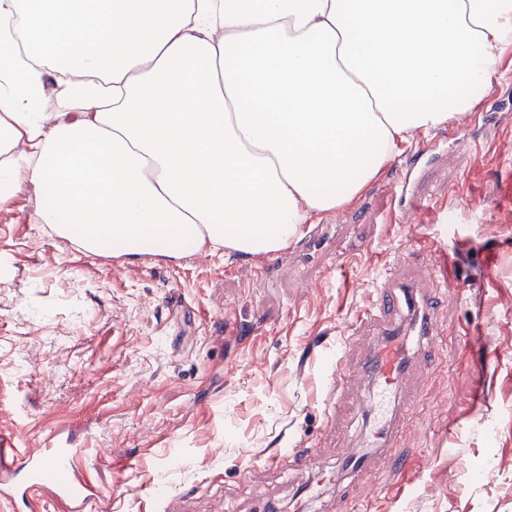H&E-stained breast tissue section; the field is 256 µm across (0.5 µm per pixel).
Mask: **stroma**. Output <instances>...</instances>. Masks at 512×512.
<instances>
[{
	"label": "stroma",
	"mask_w": 512,
	"mask_h": 512,
	"mask_svg": "<svg viewBox=\"0 0 512 512\" xmlns=\"http://www.w3.org/2000/svg\"><path fill=\"white\" fill-rule=\"evenodd\" d=\"M471 127L431 137L425 193H465L453 224H378L396 164L349 206L262 260L205 250L134 265L91 255L40 224L30 188L0 211V433L17 447L68 436L89 451L103 512H512V72ZM450 265L439 311L447 345L428 366L404 434L416 462L364 449L370 415L328 428L331 352L371 301L385 261ZM492 262H485V251ZM306 287H296L297 277ZM293 449L295 465L262 467Z\"/></svg>",
	"instance_id": "35a3bbf8"
}]
</instances>
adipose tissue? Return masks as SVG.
Instances as JSON below:
<instances>
[{"instance_id": "ef3b65f1", "label": "adipose tissue", "mask_w": 512, "mask_h": 512, "mask_svg": "<svg viewBox=\"0 0 512 512\" xmlns=\"http://www.w3.org/2000/svg\"><path fill=\"white\" fill-rule=\"evenodd\" d=\"M511 47L512 0H0V210L28 186L128 264L270 257L476 110Z\"/></svg>"}]
</instances>
